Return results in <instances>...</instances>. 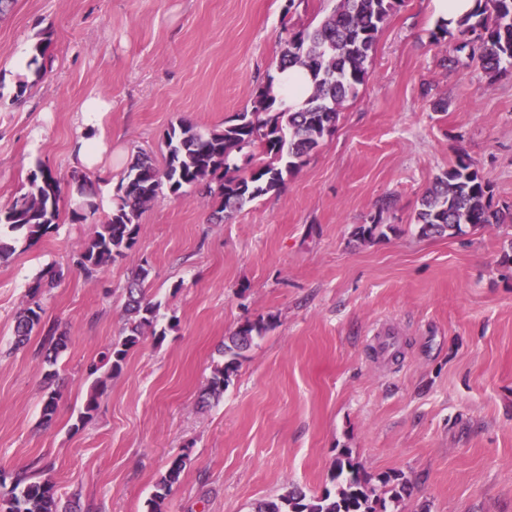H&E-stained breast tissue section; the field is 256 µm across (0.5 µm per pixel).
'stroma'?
Instances as JSON below:
<instances>
[{"label":"stroma","instance_id":"stroma-1","mask_svg":"<svg viewBox=\"0 0 512 512\" xmlns=\"http://www.w3.org/2000/svg\"><path fill=\"white\" fill-rule=\"evenodd\" d=\"M335 4L14 0L0 17V209L41 167L62 189L56 228L0 261V470L51 481L62 500L79 496L82 512H147L185 452L163 512H255L291 487H328L346 451L370 476L402 474L411 494L399 512H512V269L499 263L512 223L458 238H423L414 224L460 152L491 182L495 205L512 208V71L444 65L431 0H405L389 17L366 82L278 193L220 222L198 191L159 197L135 249L92 278L73 264L109 212L72 219L88 98L112 105L104 169L120 181L137 152L164 163L170 126L220 129L251 108L280 65L286 28L317 24ZM41 37L44 75L20 74L19 50ZM441 97L444 112L432 106ZM376 215L396 233L357 239ZM143 263L161 322L178 325L144 338L77 427L85 367L120 336L124 285ZM51 268L63 277L42 298L43 320L69 343L43 430L42 336L18 350L12 340L29 286ZM268 317L273 328L223 397L200 407L225 337ZM187 459V453H182L172 458L166 473L156 484L155 492L149 501V512L162 511L161 504L170 495L174 485L179 482L181 473L186 466Z\"/></svg>","mask_w":512,"mask_h":512}]
</instances>
